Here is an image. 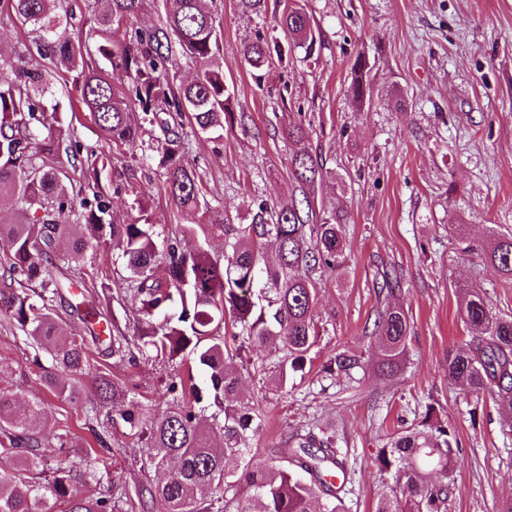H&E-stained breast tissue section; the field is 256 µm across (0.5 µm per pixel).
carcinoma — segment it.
I'll return each mask as SVG.
<instances>
[{"label":"carcinoma","mask_w":512,"mask_h":512,"mask_svg":"<svg viewBox=\"0 0 512 512\" xmlns=\"http://www.w3.org/2000/svg\"><path fill=\"white\" fill-rule=\"evenodd\" d=\"M20 21L39 32L40 49L57 58L62 68L76 72L80 108L94 122L119 154L145 150L141 126L130 113L159 128L161 135L150 150L166 169L171 201L184 213H199V188L195 169L183 159L179 128L190 116L199 130L219 140L224 124L233 123L231 95L223 72L208 67L220 51L215 19L205 0H167L166 21L151 29L135 28L112 40V23L135 16L143 0H108L107 12L97 19L99 54L112 71L78 67L82 48L56 35L59 21L55 0H5ZM300 0H286L270 33H257L243 44L244 60L256 77L270 76L273 66L288 64L291 51L301 49L304 59L317 61L322 43ZM202 64L197 77L179 91L170 86L167 63L176 51ZM346 95L361 107L370 100L366 57L357 55ZM48 84L42 71L23 62H0V196H17L40 203L42 215L32 221L0 224V237L11 244V253L0 262V312L13 319L26 337L44 349L62 372L81 377L90 372L85 339L67 335L55 317L54 302L83 295L84 272L79 265L61 269L53 262L57 247L70 237L72 223H83L89 236H110L122 252L129 272L127 284L139 303L142 321L137 331L139 353L148 359L160 356L169 362L193 360L206 378L205 386L194 375L176 373L169 378L172 399L160 415L145 411L130 399L120 410L121 420L148 449L149 463L163 474L149 491L161 512H345L342 494L347 483V463L337 448L336 435L325 428L297 435L295 445L280 448L274 458L258 465L245 461L260 426L259 411L240 401L238 360L251 347L283 352L279 360L280 385L302 370L316 345L313 319L318 270L340 266L345 240L344 217L320 219L311 195L330 175L322 150L307 143L300 124L288 128L296 149L290 176L299 199L275 207L262 199L251 201L250 224L190 225L207 235L224 237V257L205 248L182 249L177 238L158 248L151 224L105 222L112 201L103 190L74 204L65 183L69 171L56 164L60 154L81 166L85 182L99 184L94 151L81 156V145L66 143L57 135H44L46 127L42 94ZM276 243L277 261L266 263L262 246ZM484 259L512 281V233L502 234L483 250ZM84 302L68 306L84 313L85 332L95 343H105L102 353L121 361L131 339L115 322L102 328L82 311ZM471 341L464 350L448 356V381L463 394L489 397L512 416V316H501L488 307L479 289L459 309ZM234 331H228V328ZM411 330L408 312L387 304L377 310L372 327L376 340L377 371L391 377L405 366ZM363 368L361 356L338 351L322 371L336 384ZM104 407L110 399L126 398L125 391L106 377H96ZM208 400L217 408L212 423L204 425L196 405ZM48 421L44 403L22 401L0 391V453L15 456L17 468L0 470V512H115L112 499L77 496L73 469H47L38 453ZM93 443L86 454H96L97 466L80 472L84 481L100 482L109 464L102 450L106 438L88 428ZM457 439L448 423L426 406L411 428L389 437L378 449L375 465L382 477L375 512H447L448 477L457 458ZM341 479L335 484L331 478ZM244 483L249 494L223 501L224 490Z\"/></svg>","instance_id":"carcinoma-1"}]
</instances>
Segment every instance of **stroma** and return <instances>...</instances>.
<instances>
[{
	"mask_svg": "<svg viewBox=\"0 0 512 512\" xmlns=\"http://www.w3.org/2000/svg\"><path fill=\"white\" fill-rule=\"evenodd\" d=\"M208 5L221 42L214 64L243 120L225 125L218 142L194 124L182 128L185 159L199 175L203 223H250L255 198L291 202L285 132L298 121L331 172L316 189V211L347 218L339 269L315 276L319 337L303 371L282 386L277 355L254 348L247 356L239 393L261 415L251 457L265 460L308 428H335L355 471L349 512H374L378 448L431 404L458 442L448 512H497L512 498V431L494 402H475L451 385L447 366L469 341L458 314L467 287L482 289L493 311L512 315V282L476 256L494 233L512 231V0H304L322 41L318 63L294 52L280 77L262 83L240 49L273 26V15L244 13L236 0ZM106 7V0H58V35L77 39L91 28L92 13ZM38 45L37 34L0 10V56L47 65ZM360 54L369 62L371 90L361 107L345 93ZM52 81L54 93L44 99L47 126L96 149L101 184L112 196L110 223L153 225L159 241L188 223L168 197L157 160L115 154L88 113L73 111L78 89L70 75L56 69ZM79 263L105 312L136 335L141 314L117 251L93 241ZM385 272L397 275L402 292L395 301L411 323L407 364L390 378L377 373L375 344L365 335L385 303L378 288ZM342 349L360 354L365 369L333 385L322 367ZM90 362L91 376L65 377L66 392H51L42 382L50 355L0 313V391L44 402L49 424L40 452L48 464L66 454L64 431L77 433L72 446L80 448L86 410L98 399L96 375L155 412L168 406L174 364L154 357L118 363L95 354ZM117 416L103 410L93 421L112 445L110 481L76 491L112 497L121 512H158L147 490L160 475Z\"/></svg>",
	"mask_w": 512,
	"mask_h": 512,
	"instance_id": "obj_1",
	"label": "stroma"
}]
</instances>
